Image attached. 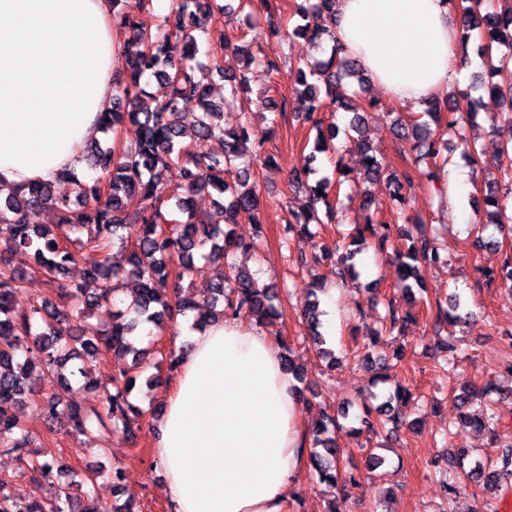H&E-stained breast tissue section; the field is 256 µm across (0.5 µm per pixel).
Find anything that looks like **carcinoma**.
Instances as JSON below:
<instances>
[{
    "label": "carcinoma",
    "mask_w": 512,
    "mask_h": 512,
    "mask_svg": "<svg viewBox=\"0 0 512 512\" xmlns=\"http://www.w3.org/2000/svg\"><path fill=\"white\" fill-rule=\"evenodd\" d=\"M148 0H112V22L128 34L120 52L124 54L125 68L113 74L112 111L100 115V129L115 131L130 124L138 130V140L130 147H102L92 143L86 148L91 166L98 175L80 179L68 177L71 192L53 194L52 184H28L0 196V451L12 454L31 477L47 478L60 467L52 456L33 448L36 436L20 421L18 410L30 402L48 421L64 422L74 432L96 439L102 435L121 433L130 436L142 412L130 401L131 387L137 378L120 374L112 379V388L105 389L99 406L70 403L61 397L36 398L34 381L61 376L74 379L82 387L92 389L98 381L91 373L92 359L109 352L121 359L131 358L134 368H145L152 354V343L142 346L136 332L140 325L155 327L169 321L195 314L193 325L204 327L216 318L244 320L260 326H271L276 315L274 302L279 292L273 286H260L248 274L234 269L210 288L211 295L195 299L181 293L179 282L194 268V256L221 261L231 251L250 252L259 248L262 227L259 219L260 198L256 185L251 183L250 158L260 150H252L251 128L247 112L238 105V95L248 82V73L257 58L251 45L232 48V53H246L249 60L239 70H225L220 62L214 67L225 82L224 101L209 97V90L196 80L193 61L199 53L201 27L195 25L196 16L217 18L224 14L219 0H171L156 32L144 30L135 10ZM335 0H302L295 16L299 22L294 31L306 35L316 43L327 33L321 21L332 14ZM463 19L461 46H467L470 32H477L483 41L487 80L479 88L490 96L502 99L507 111L493 122L508 128L509 137L501 147L500 156L507 162L500 164L503 179L512 185V61L494 58L505 46L512 49V0H501L497 11L482 12L484 0H451ZM164 86L163 94L148 91L149 78ZM287 79L294 94V111L321 131L320 117L326 105L352 113L348 128L361 134L366 116L352 105L355 91L350 80L359 89L367 82L358 61L347 55L340 44L332 46L325 60H297L288 71ZM187 110L197 111L191 127L181 124ZM449 113L448 129L458 135L469 155L478 153L476 144L463 134V124L474 123L477 99L471 94L461 99L448 96L427 103L423 114L443 119ZM229 114L233 120L224 119ZM338 130L328 127L314 144V152L304 157L303 164L292 170L291 179L300 184L303 178L316 172L312 167L314 153L330 150L329 142L336 139ZM397 135L409 145L410 166L431 160L438 162V139L427 123L405 124L397 121ZM218 140L224 145L220 152H209L204 143ZM363 155L361 171L364 178L378 180L383 165L361 139H353ZM229 168L240 170L239 183L224 180ZM166 174L174 183L175 207L181 220L168 218L166 201L156 195V179ZM394 182L388 204L391 213L402 214L409 205L407 188L411 187V170L388 175ZM330 181L320 179L312 189V199L302 212H290L284 225V237L292 234L313 235L311 223L321 219L316 205H329L327 189ZM209 193L217 196L216 204L224 213V224L201 218L193 209V196ZM483 202L489 220L487 223L504 227L512 224V196L502 195L495 185L484 191ZM56 213V223H41L44 207ZM248 212L257 224L255 236L245 239L235 235L230 225L236 215ZM368 234L378 253L393 249L394 258L402 273L400 287L411 293L418 287L421 296L415 303L435 309L438 324L457 323L471 316V311L457 297L442 303L440 298L425 296L420 268L446 263L436 243L424 232L412 235L392 230L388 224H377L367 218L362 230H355L350 245H341L338 258V277L352 280L355 271L353 248L358 237ZM93 248L102 255L101 261L83 272L79 279H66L70 265L78 261L80 251ZM18 252L27 253L32 266L24 271L11 266L10 259ZM39 273L48 287L56 291V298H46L29 308L19 307L15 297L26 288L29 273ZM488 284L506 297L512 296V254H505L499 274H487ZM113 307L112 324L101 326L92 322L94 311ZM411 320V314H401L392 304L381 318L380 326L371 334L370 346H379L382 336L402 333ZM310 339L320 354L328 359V367H336V359L324 348L326 341L310 325ZM488 392L483 388L463 384L456 400L463 408H475L465 416L473 428H482L487 420ZM411 393L396 386L389 399L375 407H368L361 419L358 432L377 435L387 427L397 428L401 423L397 404L407 401ZM347 416L341 406L335 413H326L314 430V444L322 451L310 453L313 477L337 489L356 481L358 467L340 466L338 450L330 433L339 426V418ZM99 471L92 470L68 486L57 497L43 502H23L5 492V481L0 480V512H98L83 504L77 494L89 498ZM506 475H512V448L503 449L496 462L485 465L476 462L465 476L473 483L492 491Z\"/></svg>",
    "instance_id": "cac0c4a2"
}]
</instances>
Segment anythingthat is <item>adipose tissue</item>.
Returning a JSON list of instances; mask_svg holds the SVG:
<instances>
[{
  "instance_id": "ef3b65f1",
  "label": "adipose tissue",
  "mask_w": 512,
  "mask_h": 512,
  "mask_svg": "<svg viewBox=\"0 0 512 512\" xmlns=\"http://www.w3.org/2000/svg\"><path fill=\"white\" fill-rule=\"evenodd\" d=\"M110 0H0V187L86 170L112 107ZM337 42L393 101L419 111L467 60L447 0H336ZM153 427L172 512H292L308 453L296 382L265 331L219 320L190 334Z\"/></svg>"
}]
</instances>
